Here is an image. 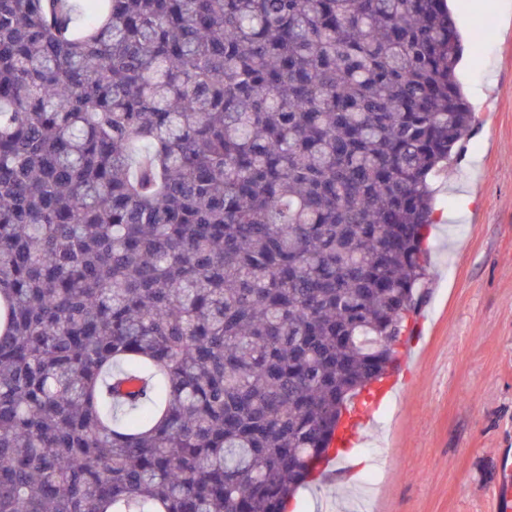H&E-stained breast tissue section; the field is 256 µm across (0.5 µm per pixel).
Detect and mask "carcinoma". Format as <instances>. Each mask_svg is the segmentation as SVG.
<instances>
[{
  "mask_svg": "<svg viewBox=\"0 0 512 512\" xmlns=\"http://www.w3.org/2000/svg\"><path fill=\"white\" fill-rule=\"evenodd\" d=\"M462 51L444 0H0V512H287L416 313Z\"/></svg>",
  "mask_w": 512,
  "mask_h": 512,
  "instance_id": "obj_1",
  "label": "carcinoma"
}]
</instances>
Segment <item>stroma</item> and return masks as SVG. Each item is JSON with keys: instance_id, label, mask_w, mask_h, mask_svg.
Returning <instances> with one entry per match:
<instances>
[{"instance_id": "stroma-1", "label": "stroma", "mask_w": 512, "mask_h": 512, "mask_svg": "<svg viewBox=\"0 0 512 512\" xmlns=\"http://www.w3.org/2000/svg\"><path fill=\"white\" fill-rule=\"evenodd\" d=\"M477 123L431 181L437 222L410 328V383L360 430L353 486L313 480L298 512H495L512 449V0H447ZM382 475L366 501L358 483Z\"/></svg>"}]
</instances>
